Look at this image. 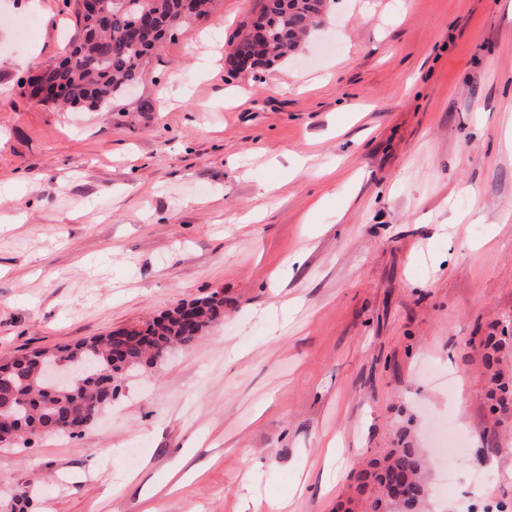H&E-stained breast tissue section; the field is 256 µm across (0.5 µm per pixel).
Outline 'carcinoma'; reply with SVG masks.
Returning a JSON list of instances; mask_svg holds the SVG:
<instances>
[{
    "label": "carcinoma",
    "instance_id": "obj_1",
    "mask_svg": "<svg viewBox=\"0 0 512 512\" xmlns=\"http://www.w3.org/2000/svg\"><path fill=\"white\" fill-rule=\"evenodd\" d=\"M330 0H262L255 18L264 22L265 43L259 45L245 32L226 57L254 59L262 69L301 52L304 39L329 7ZM212 0H196L191 14L181 11L180 0H100L110 15L107 26L77 20L78 36L59 63L41 70L42 79L30 77V95L60 107L95 110L138 83L147 58L175 33L185 31L205 17ZM207 307L209 320L195 326L182 305L146 323L140 339L124 337V331L95 336L54 351L32 350L0 367V408L13 418L15 447L27 448L31 440L48 434L75 435L91 414L112 404L111 394L131 372L156 365L170 347L188 345L197 339L196 330L206 329L224 316V297L215 292L189 303ZM60 360L74 365L71 380L55 385L40 378L35 359ZM423 461L417 449L403 445L370 462L355 476L359 497L349 504L360 512H405L383 500V489L395 481L413 482L423 503L427 488L422 479Z\"/></svg>",
    "mask_w": 512,
    "mask_h": 512
}]
</instances>
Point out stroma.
Masks as SVG:
<instances>
[{
  "mask_svg": "<svg viewBox=\"0 0 512 512\" xmlns=\"http://www.w3.org/2000/svg\"><path fill=\"white\" fill-rule=\"evenodd\" d=\"M260 6L215 0L134 93L62 112L26 80L76 0H0V363L224 292L81 435L0 447V502L241 512L252 472L338 512L403 439L422 512L512 504V419L486 398L512 379V0H334L297 59L229 74ZM447 419L465 446L442 458Z\"/></svg>",
  "mask_w": 512,
  "mask_h": 512,
  "instance_id": "1",
  "label": "stroma"
}]
</instances>
